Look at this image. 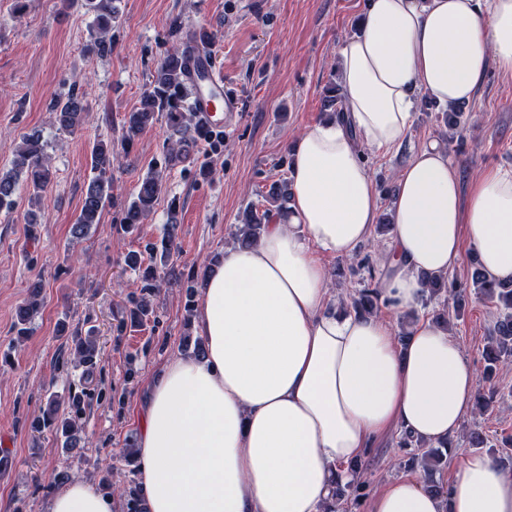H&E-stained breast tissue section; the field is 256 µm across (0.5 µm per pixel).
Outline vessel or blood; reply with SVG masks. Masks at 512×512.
<instances>
[{
    "label": "vessel or blood",
    "mask_w": 512,
    "mask_h": 512,
    "mask_svg": "<svg viewBox=\"0 0 512 512\" xmlns=\"http://www.w3.org/2000/svg\"><path fill=\"white\" fill-rule=\"evenodd\" d=\"M187 82L194 92L193 104L201 125L221 129L233 124L241 102L236 94L225 90L210 53L191 54Z\"/></svg>",
    "instance_id": "vessel-or-blood-1"
}]
</instances>
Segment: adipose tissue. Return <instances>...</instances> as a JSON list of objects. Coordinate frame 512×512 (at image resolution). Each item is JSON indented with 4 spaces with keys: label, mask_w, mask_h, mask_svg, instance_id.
I'll return each mask as SVG.
<instances>
[{
    "label": "adipose tissue",
    "mask_w": 512,
    "mask_h": 512,
    "mask_svg": "<svg viewBox=\"0 0 512 512\" xmlns=\"http://www.w3.org/2000/svg\"><path fill=\"white\" fill-rule=\"evenodd\" d=\"M340 114L290 145L291 202L248 248L225 250L202 284L200 357L170 359L141 405L136 462L146 512H324L336 478L389 431L452 439L475 398L462 348L432 318L398 342L388 316L332 302L326 257L355 256L379 215L363 147L402 144L419 94L472 100L489 70L512 78V0H367L340 46ZM378 262L390 314L419 305L422 274H445L464 246L486 276L512 281V170L462 189L436 147L398 178ZM445 496L388 480L368 512H512V474L459 449ZM46 512H121L75 479Z\"/></svg>",
    "instance_id": "1"
}]
</instances>
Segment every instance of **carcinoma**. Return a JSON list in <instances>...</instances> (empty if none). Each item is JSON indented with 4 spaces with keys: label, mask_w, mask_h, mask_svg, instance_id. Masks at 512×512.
Listing matches in <instances>:
<instances>
[{
    "label": "carcinoma",
    "mask_w": 512,
    "mask_h": 512,
    "mask_svg": "<svg viewBox=\"0 0 512 512\" xmlns=\"http://www.w3.org/2000/svg\"><path fill=\"white\" fill-rule=\"evenodd\" d=\"M81 6L92 17L90 29L95 35L94 48L105 50L112 45L110 32L117 13L112 6V0H82ZM184 54L185 48L180 46H174L166 53L151 74L149 86L142 95L139 107L128 113L124 122L125 138L130 141L154 120L155 115L166 113L172 130V139L169 140L167 148L169 160L172 162L179 160L186 148L196 143V139L189 136L185 117L189 107L185 90ZM53 115L58 131L64 134L75 133L84 120V106L78 94L71 92L57 98L53 103ZM112 164V145L103 141L97 142L91 150V178L87 192L81 210L72 224V235L76 239L85 237L91 226L99 223L103 210L112 198ZM22 181L34 201L41 199V193L51 182L47 154L37 137L25 139L15 155L12 167L7 171H0V210L9 211L13 208L15 195ZM162 189L160 173H148L138 184L135 197L124 212L121 223L129 226L140 223L154 209ZM288 199L287 184L272 188L266 196L269 208L263 213L255 211L247 215L246 223L240 225L235 233L236 244H254L262 232L265 214L272 209L285 212ZM472 284L477 293L494 303L498 310V317L485 350V370L490 375L500 364L512 360V282H494L477 266L472 275ZM40 288L41 283H32L29 299L17 310L14 329L19 336H26L30 332L33 313L39 306ZM426 288V299L436 300L448 293V278L443 275L429 276L426 278ZM378 302L377 286L369 282L351 299L348 307L356 314L372 315L378 309ZM73 356L87 374L97 367L98 352L95 346L82 341L80 337L76 340ZM83 408V394L78 392L63 403L54 398L50 400V417L56 422V432L65 438V448L68 450L76 448V430ZM399 447L405 452L408 466L419 467L423 471L427 490L436 494L446 492L439 481V475L447 464L448 455L453 451L452 442L448 441L437 448H426L404 434L399 441ZM348 472L350 479L336 483L331 503L327 504L325 512H334L349 497L359 496L364 489L359 463L348 466Z\"/></svg>",
    "instance_id": "1"
}]
</instances>
